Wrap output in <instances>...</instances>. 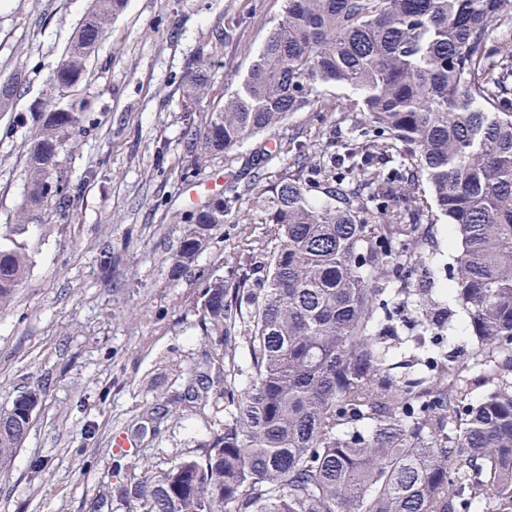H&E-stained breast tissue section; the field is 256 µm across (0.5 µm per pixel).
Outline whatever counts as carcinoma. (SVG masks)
<instances>
[{
	"label": "carcinoma",
	"instance_id": "1",
	"mask_svg": "<svg viewBox=\"0 0 512 512\" xmlns=\"http://www.w3.org/2000/svg\"><path fill=\"white\" fill-rule=\"evenodd\" d=\"M127 0H92L53 86L79 85ZM512 0H284L246 76L200 131L186 173L349 90L373 135L184 215L172 273L197 274L207 332L224 343V424L199 455L121 488L130 512H512ZM184 92L210 81L200 56ZM88 105L40 111L26 196L0 245V307L31 258L15 237L70 200L65 156ZM425 179L426 188L416 187ZM257 192L263 238L237 276L194 271L242 194ZM322 194L315 201L311 192ZM424 224L456 244L446 299L428 288ZM462 313L475 350L422 359ZM245 355L248 369L236 359ZM245 376L241 383L236 377ZM483 388L473 399L475 388ZM41 390L0 412V465L26 435Z\"/></svg>",
	"mask_w": 512,
	"mask_h": 512
}]
</instances>
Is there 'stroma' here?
I'll return each mask as SVG.
<instances>
[{
    "instance_id": "35a3bbf8",
    "label": "stroma",
    "mask_w": 512,
    "mask_h": 512,
    "mask_svg": "<svg viewBox=\"0 0 512 512\" xmlns=\"http://www.w3.org/2000/svg\"><path fill=\"white\" fill-rule=\"evenodd\" d=\"M91 0H0V80L17 76L0 109V233L23 201L24 167L37 108L59 100L52 72ZM283 14V0H128L90 58L77 100L87 120L65 167L81 192L63 213H46L22 238L30 273L0 309V411L39 389L27 434L0 469V512H129L120 486L148 469L200 454L224 421L221 385L205 404L185 400L198 368L221 367L222 348L205 330L202 284L171 275L188 226L187 210L245 183L259 147L278 154L262 171L271 184L292 165L296 143L309 161L326 129L347 139L368 129L342 111L343 89L323 88L310 110L208 158L185 177L187 123L205 127L246 73ZM211 63L207 95L183 96L182 76L197 54ZM244 196L196 259L232 279L243 232ZM128 437L129 466L113 462L112 439Z\"/></svg>"
}]
</instances>
